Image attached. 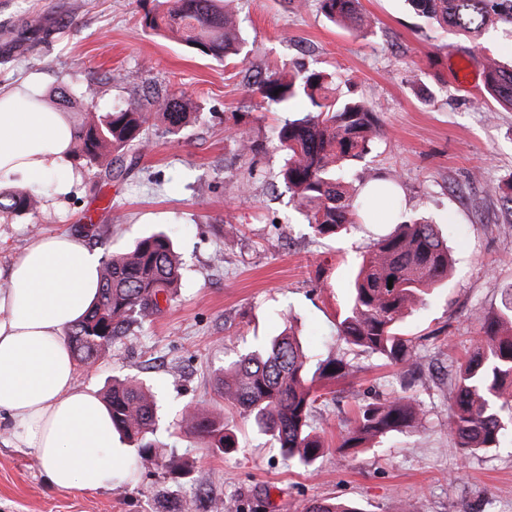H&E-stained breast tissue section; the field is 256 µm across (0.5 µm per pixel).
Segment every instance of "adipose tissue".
I'll list each match as a JSON object with an SVG mask.
<instances>
[{
  "mask_svg": "<svg viewBox=\"0 0 512 512\" xmlns=\"http://www.w3.org/2000/svg\"><path fill=\"white\" fill-rule=\"evenodd\" d=\"M74 137L69 113L46 105L38 84L0 87V189L16 174L29 185L58 174L67 192ZM100 266L84 238L65 232L34 237L0 267V423L62 491L108 487L128 470L106 404L76 385L65 339L98 295Z\"/></svg>",
  "mask_w": 512,
  "mask_h": 512,
  "instance_id": "1",
  "label": "adipose tissue"
}]
</instances>
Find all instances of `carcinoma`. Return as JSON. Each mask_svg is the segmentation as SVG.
Returning a JSON list of instances; mask_svg holds the SVG:
<instances>
[{
  "mask_svg": "<svg viewBox=\"0 0 512 512\" xmlns=\"http://www.w3.org/2000/svg\"><path fill=\"white\" fill-rule=\"evenodd\" d=\"M426 23H436L477 45L500 16L512 23V0H409ZM324 16L334 23L363 31L371 20L358 0H320ZM146 33L174 32L186 46L206 55L236 54L238 37L225 0H160L144 15ZM489 96L512 110V64L483 57ZM263 102L291 110L305 103L298 115L276 128L278 148L285 155L281 177L288 191L306 210L308 224L320 236L340 235L357 223L361 206L344 174L347 165L363 157L378 133L375 105L337 93V77L324 70L293 65L255 81ZM189 100L175 93L156 104L170 132L178 133L193 116ZM150 111L126 107L105 112L80 125L75 156L87 166H99L110 155L142 143ZM26 189L0 191V213L23 215L34 209ZM452 258L436 225L422 219L405 220L362 258L351 294L340 312L338 335L353 347L378 355L389 364L413 366L417 353L402 323L430 290L448 279ZM181 278V263L170 236L155 232L140 238L124 253L111 254L100 269L99 296L78 323L68 328L67 341L81 365H93L111 351L115 337L128 325L161 312L159 297L170 300ZM393 285H388V280ZM476 346L458 363L448 435L467 456L497 448L512 435V298L490 315L474 316ZM354 366L328 358L311 369L297 339L288 333L252 350L224 369L219 378L224 400L269 436L284 460L309 468L327 448L310 424L322 398L316 383L346 377ZM112 426L135 447L143 462L160 456L154 438L155 396L138 381H116L107 390ZM423 423L412 397L396 394L361 404L339 450L356 453L371 442ZM180 425L208 439L224 453L237 447L224 421L198 406L187 408ZM304 512H360L338 501L313 500Z\"/></svg>",
  "mask_w": 512,
  "mask_h": 512,
  "instance_id": "obj_1",
  "label": "carcinoma"
}]
</instances>
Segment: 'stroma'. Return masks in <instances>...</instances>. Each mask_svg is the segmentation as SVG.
Wrapping results in <instances>:
<instances>
[{"mask_svg": "<svg viewBox=\"0 0 512 512\" xmlns=\"http://www.w3.org/2000/svg\"><path fill=\"white\" fill-rule=\"evenodd\" d=\"M155 0H0V85L31 77L48 103L72 95L75 122L118 105H148L177 93L199 107L180 134L151 117L146 143L125 150V179L74 161L80 178L67 194L55 182L32 186L39 205L0 217V266L33 237L82 235L106 256L137 237L168 232L183 261L182 285L159 314L134 323L106 359L77 366L76 384L102 390L112 377L150 380L161 399L157 441L188 458L175 478L161 462L137 464L121 487L95 492L50 487L28 449L0 430V512H165L191 499L193 512H249L257 496L268 512H303L335 498L363 512H512V440L461 457L448 440L451 363L475 342L477 312L497 311L512 292V210L497 184L512 178V111L450 76L454 60L481 70L477 50L425 26L406 0H360L371 19L363 33L332 24L318 0H230L242 38L239 55L218 59L174 39L144 34ZM338 72L341 96L379 107L373 148L351 168L354 188L397 175L399 210L439 224L455 266L447 283L404 322L420 357L416 376L352 350L336 324L353 271L395 228L391 210L371 201L359 224L337 238L317 235L279 179L284 156L274 131L281 112L261 107L253 83L283 64ZM244 136L260 144L241 156ZM292 325L311 360L343 358L358 368L317 403L312 423L327 453L311 468L291 466L268 436L217 391L224 368ZM409 391L422 426L382 438L354 457L336 446L358 404ZM207 405L240 438L238 451L209 448L180 427L181 411Z\"/></svg>", "mask_w": 512, "mask_h": 512, "instance_id": "35a3bbf8", "label": "stroma"}]
</instances>
